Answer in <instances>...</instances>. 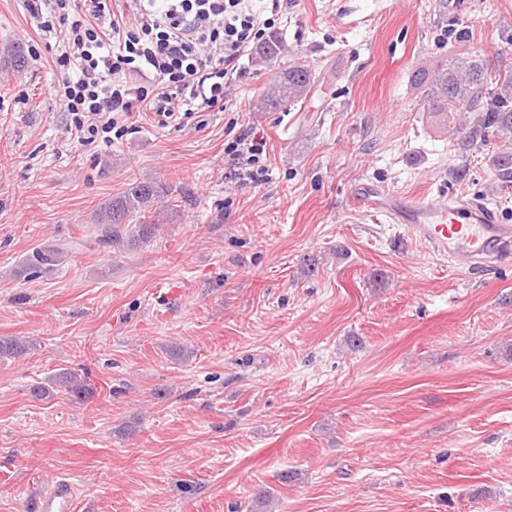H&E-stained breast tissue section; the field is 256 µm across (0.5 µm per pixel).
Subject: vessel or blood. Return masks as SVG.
<instances>
[{
    "label": "vessel or blood",
    "instance_id": "1",
    "mask_svg": "<svg viewBox=\"0 0 512 512\" xmlns=\"http://www.w3.org/2000/svg\"><path fill=\"white\" fill-rule=\"evenodd\" d=\"M360 205L405 226L409 237L472 270L512 257V225L501 223L487 205L456 196L437 204L409 198L383 199L376 186L356 190ZM72 485L57 481L38 502L37 512H71Z\"/></svg>",
    "mask_w": 512,
    "mask_h": 512
}]
</instances>
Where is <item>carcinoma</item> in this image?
I'll list each match as a JSON object with an SVG mask.
<instances>
[{"label":"carcinoma","mask_w":512,"mask_h":512,"mask_svg":"<svg viewBox=\"0 0 512 512\" xmlns=\"http://www.w3.org/2000/svg\"><path fill=\"white\" fill-rule=\"evenodd\" d=\"M280 41L271 33L257 47L256 54L264 63L275 62L280 55ZM429 83L423 102L440 111L467 112L472 118L465 124L462 145L470 150L489 143L490 138L512 140V71L492 74L483 60L457 53L445 64L426 73ZM316 73L306 64L297 62L279 76L274 91L260 102L264 111H275L301 100L315 82ZM496 176L502 186L512 184V152L500 150L491 157ZM164 198V188L153 180L133 181L117 197L101 208L98 216V240L114 249L130 248L148 240L158 224H137L125 230L126 220L141 218L152 211ZM63 262V252L54 247H35L26 256L28 270L48 271ZM32 343L17 336L0 338V359L24 354ZM77 399L89 391L88 377L72 371L57 374L52 380Z\"/></svg>","instance_id":"carcinoma-1"}]
</instances>
